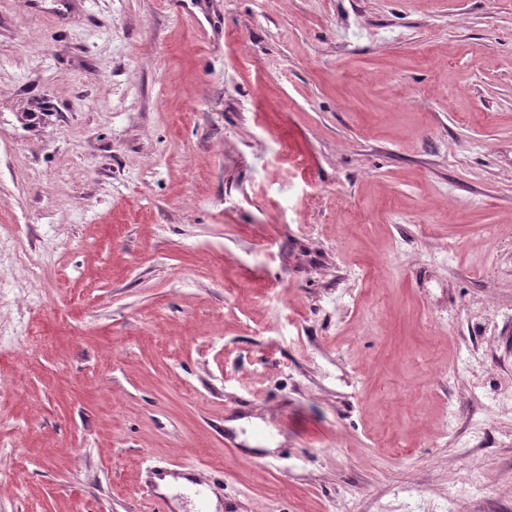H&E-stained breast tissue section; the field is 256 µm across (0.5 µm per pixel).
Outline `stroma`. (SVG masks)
Wrapping results in <instances>:
<instances>
[{
  "instance_id": "1",
  "label": "stroma",
  "mask_w": 512,
  "mask_h": 512,
  "mask_svg": "<svg viewBox=\"0 0 512 512\" xmlns=\"http://www.w3.org/2000/svg\"><path fill=\"white\" fill-rule=\"evenodd\" d=\"M154 462L512 512V0H0V512Z\"/></svg>"
}]
</instances>
